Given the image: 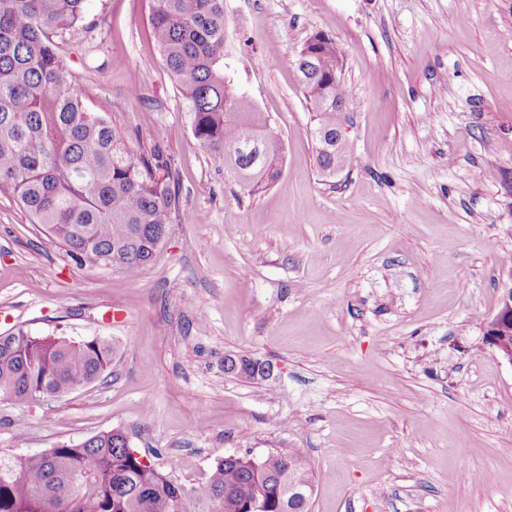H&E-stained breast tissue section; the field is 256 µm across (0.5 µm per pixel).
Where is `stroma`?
<instances>
[{
    "instance_id": "1",
    "label": "stroma",
    "mask_w": 512,
    "mask_h": 512,
    "mask_svg": "<svg viewBox=\"0 0 512 512\" xmlns=\"http://www.w3.org/2000/svg\"><path fill=\"white\" fill-rule=\"evenodd\" d=\"M150 6L88 0L58 48L90 111L170 159L180 209L131 278L79 266L0 192V333L113 345L85 388L0 399V451L119 428L189 487L301 448L310 512H512V365L483 337L512 286V0H224L225 74L284 145L255 196L194 139ZM318 32L353 93L332 178L295 67Z\"/></svg>"
}]
</instances>
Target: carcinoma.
<instances>
[{
  "label": "carcinoma",
  "mask_w": 512,
  "mask_h": 512,
  "mask_svg": "<svg viewBox=\"0 0 512 512\" xmlns=\"http://www.w3.org/2000/svg\"><path fill=\"white\" fill-rule=\"evenodd\" d=\"M86 0H0V191H9L79 265L112 266L134 277L166 235L179 195L158 148L137 151L103 116L88 112L67 78L53 37L82 22ZM162 57L188 100L199 145L230 168L250 195L281 174L283 147L269 117L224 75V0H152ZM296 58L314 113L316 164L333 176L349 88L332 39L314 35ZM112 363V343L63 337L0 336V397L28 402L96 382ZM313 476L304 453L242 456L216 463L187 488L134 456L112 429L79 444L17 457L0 454V512H308Z\"/></svg>",
  "instance_id": "obj_1"
}]
</instances>
